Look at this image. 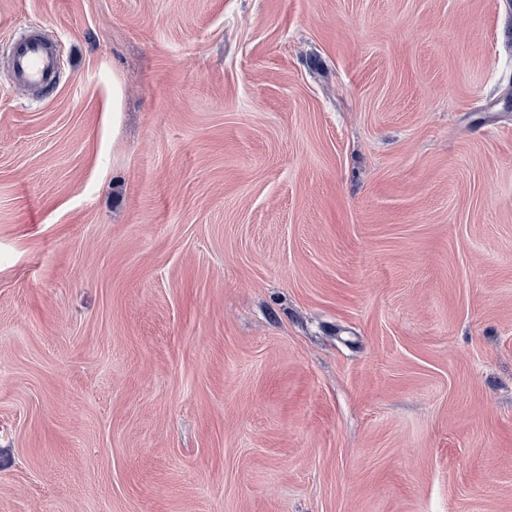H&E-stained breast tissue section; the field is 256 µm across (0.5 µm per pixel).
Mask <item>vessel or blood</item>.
<instances>
[{"label": "vessel or blood", "mask_w": 512, "mask_h": 512, "mask_svg": "<svg viewBox=\"0 0 512 512\" xmlns=\"http://www.w3.org/2000/svg\"><path fill=\"white\" fill-rule=\"evenodd\" d=\"M9 67L15 82L37 96L52 91L59 81L53 44L37 31L15 42Z\"/></svg>", "instance_id": "1"}]
</instances>
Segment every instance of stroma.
<instances>
[{
  "mask_svg": "<svg viewBox=\"0 0 512 512\" xmlns=\"http://www.w3.org/2000/svg\"><path fill=\"white\" fill-rule=\"evenodd\" d=\"M0 512H512V0H0ZM14 81L36 96L58 84V60L52 42L39 31L19 38L9 58Z\"/></svg>",
  "mask_w": 512,
  "mask_h": 512,
  "instance_id": "1",
  "label": "stroma"
}]
</instances>
